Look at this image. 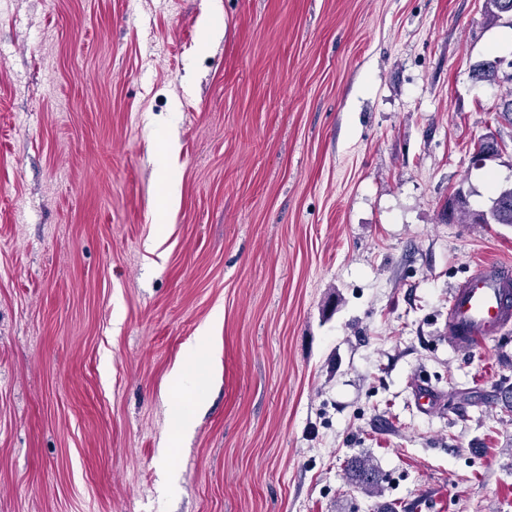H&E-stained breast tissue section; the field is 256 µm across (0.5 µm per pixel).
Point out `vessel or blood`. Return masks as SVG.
I'll use <instances>...</instances> for the list:
<instances>
[{"label": "vessel or blood", "instance_id": "obj_1", "mask_svg": "<svg viewBox=\"0 0 512 512\" xmlns=\"http://www.w3.org/2000/svg\"><path fill=\"white\" fill-rule=\"evenodd\" d=\"M512 329V267L478 268L452 288L448 301V337L470 352L486 338Z\"/></svg>", "mask_w": 512, "mask_h": 512}]
</instances>
